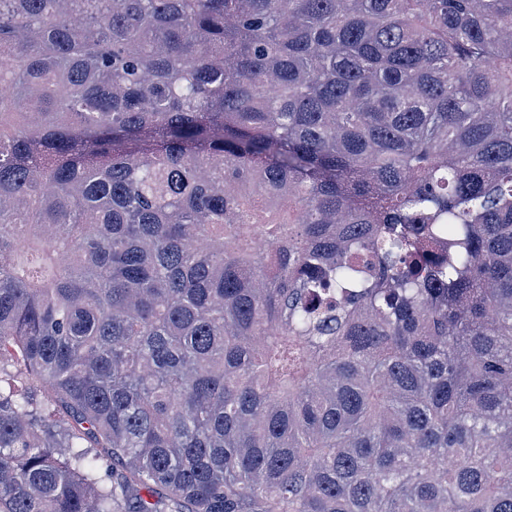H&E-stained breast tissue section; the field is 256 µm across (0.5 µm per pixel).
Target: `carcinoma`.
I'll return each instance as SVG.
<instances>
[{
	"instance_id": "cac0c4a2",
	"label": "carcinoma",
	"mask_w": 512,
	"mask_h": 512,
	"mask_svg": "<svg viewBox=\"0 0 512 512\" xmlns=\"http://www.w3.org/2000/svg\"><path fill=\"white\" fill-rule=\"evenodd\" d=\"M158 489L512 512V0H0V512Z\"/></svg>"
}]
</instances>
